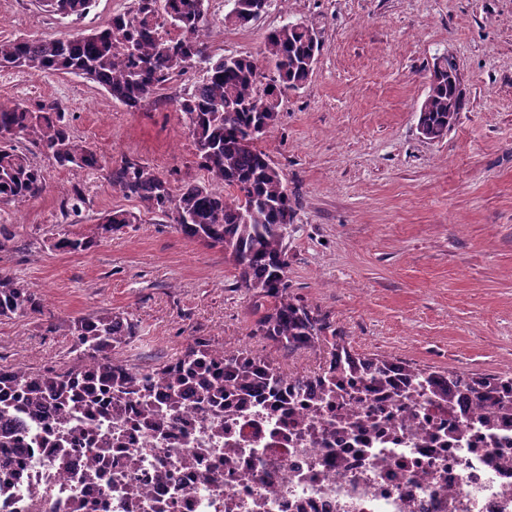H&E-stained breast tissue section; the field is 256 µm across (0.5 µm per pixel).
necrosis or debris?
I'll use <instances>...</instances> for the list:
<instances>
[{
  "instance_id": "obj_1",
  "label": "necrosis or debris",
  "mask_w": 512,
  "mask_h": 512,
  "mask_svg": "<svg viewBox=\"0 0 512 512\" xmlns=\"http://www.w3.org/2000/svg\"><path fill=\"white\" fill-rule=\"evenodd\" d=\"M334 393L283 378L215 409L196 399L138 416L137 396L98 418L91 452L56 463L69 428L10 411L20 426L19 479L0 477V512H512V412L465 385L440 400L405 377L391 386L337 371ZM96 478H86V470Z\"/></svg>"
}]
</instances>
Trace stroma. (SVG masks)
Masks as SVG:
<instances>
[{
    "mask_svg": "<svg viewBox=\"0 0 512 512\" xmlns=\"http://www.w3.org/2000/svg\"><path fill=\"white\" fill-rule=\"evenodd\" d=\"M134 0H95L75 22L35 0H0V37H66L106 25ZM228 0H210L216 54L261 58L266 34L303 22L321 50L308 83L283 94L257 141L292 199L288 295L318 312L360 355L436 371L512 375V0H270L249 27L224 24ZM458 64L464 108L442 139L419 129L437 59ZM175 78L136 111L81 76L0 69V100L58 102L75 136L106 161L147 164L172 187L204 179L173 99ZM47 189L0 203V272L25 281L44 312L0 317V364L35 370L72 364L80 317L110 312L137 325L114 356L135 370L173 360L194 341L271 361L281 373L317 372L328 346L291 353L257 335L267 302L238 283L223 248L157 223L113 187L107 170H70L41 155ZM77 224L62 215L74 189ZM136 215L99 236L109 211ZM95 237L87 251L56 249L63 229Z\"/></svg>",
    "mask_w": 512,
    "mask_h": 512,
    "instance_id": "stroma-1",
    "label": "stroma"
}]
</instances>
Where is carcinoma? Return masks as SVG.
<instances>
[{"mask_svg":"<svg viewBox=\"0 0 512 512\" xmlns=\"http://www.w3.org/2000/svg\"><path fill=\"white\" fill-rule=\"evenodd\" d=\"M208 0H135L104 27L69 37L0 38V69H20L32 75L74 73L103 87L112 99L133 110L176 76L200 73L192 88L174 98L184 115L197 150L198 166L207 181L172 189L152 168L127 161L109 170L112 185L135 197L185 237L228 252L238 270L240 287L272 301L257 321L255 332L290 352L315 349L327 338L324 324L306 306L287 293L288 225L293 208L288 186L269 156L255 146L272 127L285 90H298L309 81L319 53L313 27L287 23L265 39L264 58L269 73L242 55H217L204 39ZM94 0H41L48 11L80 20ZM257 0H234L224 22L246 27L256 20ZM455 59L446 55L434 64L419 122L434 139L448 132V113L459 114ZM38 152L68 169L105 168V162L72 135L62 105L36 108L0 100V202H27L45 191L40 167L31 160ZM223 186L217 191L214 184ZM136 221L132 214L107 213L98 229L112 234ZM95 238L64 233L55 242L59 250L87 251ZM43 303L18 278L0 273V317L40 315ZM137 325L105 313L72 323L74 350L80 363L60 371L36 372L21 365L0 364V413L10 406L32 411L53 404L58 420L66 421L74 405L86 421L106 413L108 399L138 393L145 397L141 415L156 407L152 393L138 372L126 368L113 355L136 335ZM330 355L348 361L371 376L376 386L387 383L386 357L358 356L347 350L343 337L332 342ZM415 388L444 398L456 385L454 372L421 369L399 362ZM162 384L158 400L171 406L196 394L207 405H220L230 390L281 391L282 374L269 361L243 352H226L198 341L176 359L153 369ZM501 376H469L470 391L482 398L497 391Z\"/></svg>","mask_w":512,"mask_h":512,"instance_id":"obj_1","label":"carcinoma"}]
</instances>
